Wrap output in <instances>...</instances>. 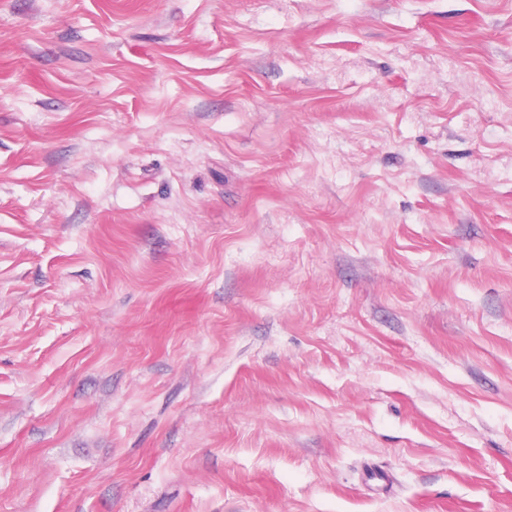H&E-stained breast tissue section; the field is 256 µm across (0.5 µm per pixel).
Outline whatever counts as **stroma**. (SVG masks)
Here are the masks:
<instances>
[{"mask_svg":"<svg viewBox=\"0 0 512 512\" xmlns=\"http://www.w3.org/2000/svg\"><path fill=\"white\" fill-rule=\"evenodd\" d=\"M0 512H512V0H0Z\"/></svg>","mask_w":512,"mask_h":512,"instance_id":"35a3bbf8","label":"stroma"}]
</instances>
